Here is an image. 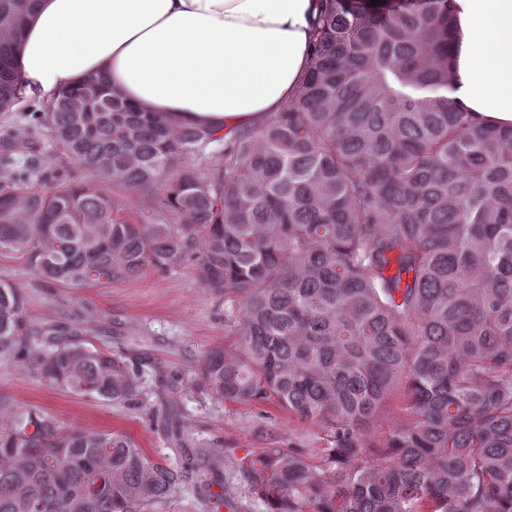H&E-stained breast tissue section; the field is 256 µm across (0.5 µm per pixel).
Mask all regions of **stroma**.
I'll return each instance as SVG.
<instances>
[{"mask_svg":"<svg viewBox=\"0 0 512 512\" xmlns=\"http://www.w3.org/2000/svg\"><path fill=\"white\" fill-rule=\"evenodd\" d=\"M1 278L22 288L34 321L55 320L56 300L67 295L109 312L119 334L118 349L147 358L156 366L142 378L146 399H153L161 381L175 380L169 404L185 441L177 447L165 440L148 410L49 390L13 364L0 362V395L51 412L67 429L121 434L135 440L150 457H165L177 464L193 461L194 480H211L215 494L234 488L231 462L246 449L323 447L321 433L313 424L297 422L271 406L218 405L190 387L192 369L206 351L223 345L225 339L224 304L203 287L195 265L172 272L148 267L126 282L70 289L45 285L24 257L2 254ZM218 444L224 448L223 457H206V450Z\"/></svg>","mask_w":512,"mask_h":512,"instance_id":"stroma-1","label":"stroma"}]
</instances>
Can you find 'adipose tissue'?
<instances>
[{"instance_id": "1", "label": "adipose tissue", "mask_w": 512, "mask_h": 512, "mask_svg": "<svg viewBox=\"0 0 512 512\" xmlns=\"http://www.w3.org/2000/svg\"><path fill=\"white\" fill-rule=\"evenodd\" d=\"M320 0H40L20 63L55 92L90 73L188 122L247 127L296 97ZM452 81L479 124L512 126V0H454Z\"/></svg>"}]
</instances>
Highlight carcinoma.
Segmentation results:
<instances>
[{"label": "carcinoma", "instance_id": "1", "mask_svg": "<svg viewBox=\"0 0 512 512\" xmlns=\"http://www.w3.org/2000/svg\"><path fill=\"white\" fill-rule=\"evenodd\" d=\"M37 5L0 0L1 114ZM454 28L453 0H320L299 94L257 125L178 121L91 74L0 147L1 254L70 288L197 264L230 342L195 387L320 426L323 448L234 457L254 512H512V127L453 96ZM42 127L67 165L17 164ZM111 325L69 298L32 322L0 282V361L139 408L142 365L83 339ZM397 392L403 422L372 429ZM188 482L0 395V512H146Z\"/></svg>", "mask_w": 512, "mask_h": 512}]
</instances>
